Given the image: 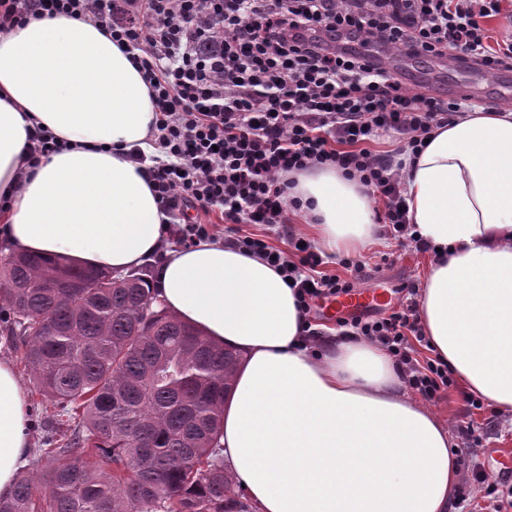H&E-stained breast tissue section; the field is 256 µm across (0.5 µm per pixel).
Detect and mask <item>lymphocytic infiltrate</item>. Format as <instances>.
<instances>
[{
    "mask_svg": "<svg viewBox=\"0 0 512 512\" xmlns=\"http://www.w3.org/2000/svg\"><path fill=\"white\" fill-rule=\"evenodd\" d=\"M500 10V0H0V28L55 16L100 23L131 54L155 107L146 172L167 237L185 247L214 239L206 217L217 214L227 245L262 256L311 315L320 300L354 292L362 265L347 261L344 279L323 271L310 246L287 253L241 225L292 235L303 202L289 174L334 168L379 198L386 234L428 250L412 231L399 164L372 146L391 136L418 153L433 128L473 107L409 91L345 41L508 68L512 41L491 46L487 28ZM337 323L385 347L424 401L453 386L447 363L411 355L424 339L413 301Z\"/></svg>",
    "mask_w": 512,
    "mask_h": 512,
    "instance_id": "lymphocytic-infiltrate-1",
    "label": "lymphocytic infiltrate"
}]
</instances>
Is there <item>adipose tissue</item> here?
<instances>
[{"label":"adipose tissue","instance_id":"obj_1","mask_svg":"<svg viewBox=\"0 0 512 512\" xmlns=\"http://www.w3.org/2000/svg\"><path fill=\"white\" fill-rule=\"evenodd\" d=\"M148 87L100 24L64 16L0 31V243L6 251L127 271L159 255L157 299L242 357L222 414L224 463L258 512H451L449 427L411 399L392 356L357 336L306 348L292 288L220 241L165 242L128 150L153 154ZM69 149L19 169L29 129ZM419 237L439 250L421 288L435 357L470 394L512 410V109L434 130L403 171ZM317 245L354 252L377 231L371 197L336 169L295 176ZM28 395L0 360V495L29 457Z\"/></svg>","mask_w":512,"mask_h":512}]
</instances>
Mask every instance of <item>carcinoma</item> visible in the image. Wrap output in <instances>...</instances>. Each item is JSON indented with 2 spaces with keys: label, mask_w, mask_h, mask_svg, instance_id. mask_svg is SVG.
Listing matches in <instances>:
<instances>
[{
  "label": "carcinoma",
  "mask_w": 512,
  "mask_h": 512,
  "mask_svg": "<svg viewBox=\"0 0 512 512\" xmlns=\"http://www.w3.org/2000/svg\"><path fill=\"white\" fill-rule=\"evenodd\" d=\"M155 301L142 269L0 257V311L50 459L16 478L0 512H248L219 443L240 355Z\"/></svg>",
  "instance_id": "cac0c4a2"
}]
</instances>
